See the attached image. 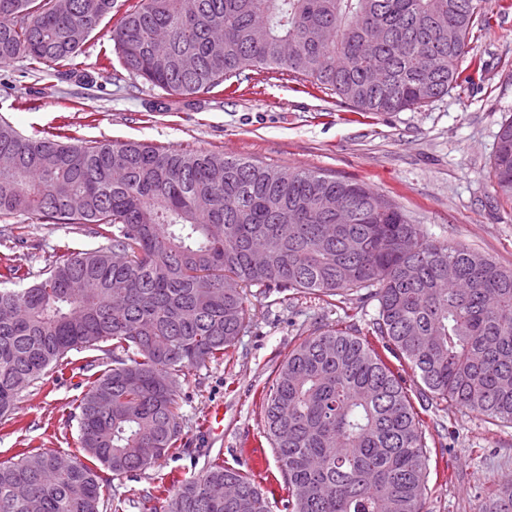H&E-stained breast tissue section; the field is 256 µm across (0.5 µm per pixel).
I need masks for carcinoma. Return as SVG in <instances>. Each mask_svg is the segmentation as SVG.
<instances>
[{
    "mask_svg": "<svg viewBox=\"0 0 512 512\" xmlns=\"http://www.w3.org/2000/svg\"><path fill=\"white\" fill-rule=\"evenodd\" d=\"M126 2L105 37L128 73L161 90L155 112L189 109L262 70L363 112L412 110L457 84L481 25V0ZM114 4L0 0V64L72 75ZM1 155V218L91 224L110 245L65 242L40 281L0 287V415L72 350H102L112 363L84 366L74 413L83 458L63 467L59 453L35 448L0 462V512H269L257 478L219 455L148 489L113 494L101 476H136L180 448L181 378L232 357L252 287L378 302L371 332L316 328L261 391L287 512H423L424 424L387 352L435 404L512 425V268L428 239L393 203L374 220L381 194L367 185L215 152L26 138L0 118ZM491 170L496 196L512 200V116ZM336 195L351 206L342 217L320 207ZM28 275L6 262L0 281ZM482 512H512V478Z\"/></svg>",
    "mask_w": 512,
    "mask_h": 512,
    "instance_id": "cac0c4a2",
    "label": "carcinoma"
}]
</instances>
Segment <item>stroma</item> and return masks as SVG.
Segmentation results:
<instances>
[{
	"mask_svg": "<svg viewBox=\"0 0 512 512\" xmlns=\"http://www.w3.org/2000/svg\"><path fill=\"white\" fill-rule=\"evenodd\" d=\"M482 19L485 33L471 40L459 64L461 86L418 109L360 112L329 90L272 70L254 76L245 90L202 95L199 110L162 114L150 109L158 89L120 64L102 70V56L114 46L95 32L79 50L81 74L70 80L25 75L20 60L0 64V118L29 137L52 134L66 122L87 143L139 141L286 170L316 168L390 198L430 239L481 251L512 268V203L496 197L490 175L500 124L512 115V8L507 0H482ZM63 241L78 250L108 244L76 224L20 229L14 220H0V261L32 274L55 261ZM249 306L251 321L233 358L190 370L177 401L191 447L222 454L225 465L243 470L259 459L273 473L261 390L299 332L351 322L365 329L377 304L356 295L305 294L276 304L255 287ZM92 357L89 350L71 351L67 369L50 371L20 393L13 413L0 418V462L23 448L78 455L71 411L86 390L83 366ZM399 373L430 449L425 512H480L496 484L512 477V427L446 403L431 405L410 368ZM216 405L224 411L220 437L199 428Z\"/></svg>",
	"mask_w": 512,
	"mask_h": 512,
	"instance_id": "35a3bbf8",
	"label": "stroma"
}]
</instances>
